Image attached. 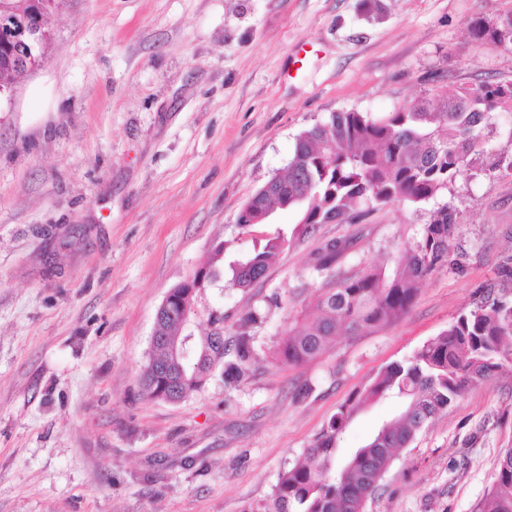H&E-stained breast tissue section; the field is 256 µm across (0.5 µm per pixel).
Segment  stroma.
<instances>
[{"label": "stroma", "mask_w": 512, "mask_h": 512, "mask_svg": "<svg viewBox=\"0 0 512 512\" xmlns=\"http://www.w3.org/2000/svg\"><path fill=\"white\" fill-rule=\"evenodd\" d=\"M507 0H61L43 65L0 102V512H248L349 396L468 308L512 252V175H473L293 240L250 288L229 264L293 229L251 233L246 201L298 135L334 112L378 118L463 83L512 80V49L473 41ZM455 211L452 265L389 324L289 367L277 351L337 279L396 258L431 211ZM345 243L332 271L315 258ZM224 262L213 265L216 246ZM197 336L247 335L239 380L182 401L144 396L140 369L167 293L196 273ZM401 411L346 428V456ZM512 448V372L468 388L400 449L366 512H477Z\"/></svg>", "instance_id": "1"}]
</instances>
